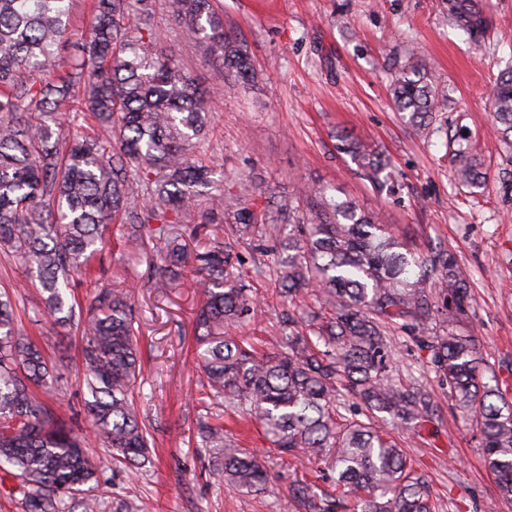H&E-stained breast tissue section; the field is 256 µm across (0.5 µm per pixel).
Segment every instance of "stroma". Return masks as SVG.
<instances>
[{
    "label": "stroma",
    "instance_id": "obj_1",
    "mask_svg": "<svg viewBox=\"0 0 512 512\" xmlns=\"http://www.w3.org/2000/svg\"><path fill=\"white\" fill-rule=\"evenodd\" d=\"M224 25L247 42L257 85L235 83L212 105L211 125L195 143L198 158L215 166L223 190L252 186L253 207L281 199L304 204L314 189L332 188L368 212L382 215L391 232L419 252H454L471 286L473 327L490 374L512 377V136L497 129L490 92L512 68V0H486L490 39L483 47L448 23L442 0H214ZM153 29L197 83L215 73L194 31L155 0ZM433 67L445 99L424 133L404 124L392 102V77L408 56ZM350 130L377 146L394 171L393 193L378 192L337 149L336 134ZM481 165L479 187L458 184L459 151ZM122 224H112L104 264L136 288L133 307L144 363L140 413L152 427V462L112 466L84 411L87 389L80 364L82 340L40 321L39 285L25 267L0 254V291L15 305L18 325L42 349L59 376L44 403L81 429L97 469L99 512L116 501L145 502L150 512H296L288 487L306 464L276 458L266 465L265 493L231 490L211 475L213 459L196 436L207 413L223 416L246 445L266 449L256 427L242 423L232 404L204 409L195 367L194 317L203 296L193 279L162 287L146 257L121 245ZM252 231L224 227L240 252L241 280L261 300L256 323L237 336L280 335L284 307L273 280L258 274ZM399 374L425 378L441 409L434 437L399 436L407 457L425 474L439 512L456 499L462 512H512L484 460L477 438L448 406L434 376H421L418 353L400 351Z\"/></svg>",
    "mask_w": 512,
    "mask_h": 512
}]
</instances>
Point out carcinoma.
I'll return each mask as SVG.
<instances>
[{
	"label": "carcinoma",
	"mask_w": 512,
	"mask_h": 512,
	"mask_svg": "<svg viewBox=\"0 0 512 512\" xmlns=\"http://www.w3.org/2000/svg\"><path fill=\"white\" fill-rule=\"evenodd\" d=\"M69 3L0 0V252L36 273L51 324L81 333L85 410L113 463L143 465L151 449L136 398L141 360L132 290L115 275L83 306L72 297V280L89 273L109 224L122 216L127 250L151 248L169 281L188 272L203 288L194 319L203 398L235 404L276 455L324 464L289 487L309 512H438L428 481L380 430L388 421L418 438L437 433L428 387L392 376L391 337L399 333L426 353V371L451 409L471 422L500 494L512 499V380L484 376L477 339L461 330L472 300L456 256L444 248L415 255L380 218L327 189L310 193L302 209L285 198L269 220L288 224V254L273 276L289 305L311 291L318 309L304 330L288 317V333L270 352L229 335L257 315L251 288L234 273L241 256L214 232L191 251L170 225L200 196L209 208L192 236L219 214L246 229L257 223L246 202L250 186L241 183L235 195L212 189L209 167L193 151L221 84L231 75L255 79L250 47L224 28L212 0H168L222 66L203 88L150 28L152 0H95L82 55L64 65ZM448 22L484 44L483 0H448ZM392 100L419 132L441 108L435 79L411 58L395 74ZM492 106L508 135L512 74L497 83ZM87 115L110 138L72 134ZM337 141L367 180L392 188L380 152L349 132ZM457 175L471 188L483 180L470 160ZM54 378L55 366L18 333L12 300L1 291L0 470L20 480L25 512H71L75 501L82 512H97L88 494L96 470L81 436L35 395L51 390ZM198 435L221 455L217 481L255 494L266 489L261 456L224 434V424L203 423Z\"/></svg>",
	"instance_id": "cac0c4a2"
}]
</instances>
